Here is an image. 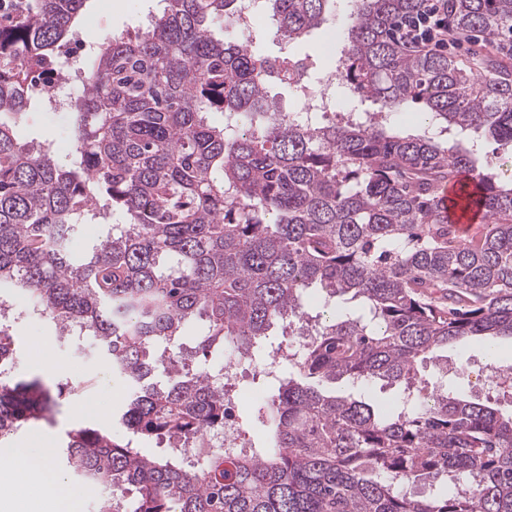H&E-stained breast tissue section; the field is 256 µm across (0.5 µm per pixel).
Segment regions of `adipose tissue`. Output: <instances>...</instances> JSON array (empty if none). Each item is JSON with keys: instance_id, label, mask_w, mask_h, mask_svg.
Listing matches in <instances>:
<instances>
[{"instance_id": "adipose-tissue-1", "label": "adipose tissue", "mask_w": 512, "mask_h": 512, "mask_svg": "<svg viewBox=\"0 0 512 512\" xmlns=\"http://www.w3.org/2000/svg\"><path fill=\"white\" fill-rule=\"evenodd\" d=\"M0 468L15 470L32 489L52 490L56 500V512H72V492L51 465L47 453H34L29 448H15L0 455Z\"/></svg>"}]
</instances>
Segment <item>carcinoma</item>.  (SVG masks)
Wrapping results in <instances>:
<instances>
[{"label":"carcinoma","mask_w":512,"mask_h":512,"mask_svg":"<svg viewBox=\"0 0 512 512\" xmlns=\"http://www.w3.org/2000/svg\"><path fill=\"white\" fill-rule=\"evenodd\" d=\"M85 0H34L0 21V284L58 332L76 329L128 383L119 442L79 426L61 446L79 478L94 467L118 512H512V415L448 383L422 395L419 358L476 337H512V181L479 147L443 135L512 142V77L490 59L472 80L442 53L391 37L423 0H348L335 73L350 97L384 115L363 120L285 112L264 60L224 36L234 0H162L132 36L96 45L70 115L74 151L19 141L13 120L39 73L78 31ZM333 0H266L290 40L325 21ZM462 35L494 41L512 0H448ZM420 103L433 133L390 121ZM221 112L214 126L209 115ZM485 214L466 234L437 196L462 175ZM85 224L112 234L80 251ZM316 292L319 311L304 297ZM351 295L357 306L336 309ZM316 337L294 371L268 367L281 328ZM230 352L274 380L267 400L237 412L266 427L262 443L183 466L172 448L224 426V388L192 357ZM18 356L0 323V366ZM382 380L402 404L327 395L319 384ZM57 394L34 378L0 379V434L47 418ZM156 441L166 455H146ZM463 489L420 497L422 480Z\"/></svg>","instance_id":"obj_1"}]
</instances>
